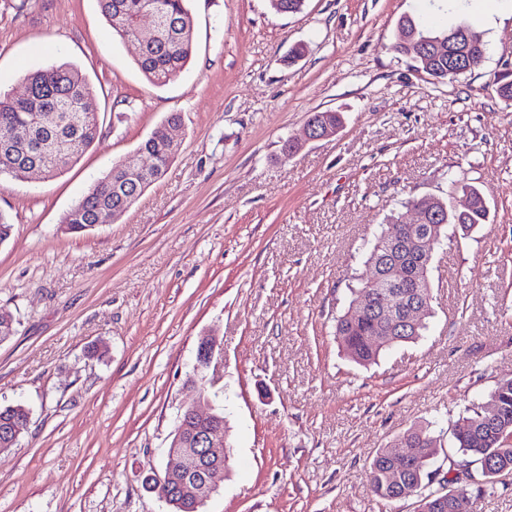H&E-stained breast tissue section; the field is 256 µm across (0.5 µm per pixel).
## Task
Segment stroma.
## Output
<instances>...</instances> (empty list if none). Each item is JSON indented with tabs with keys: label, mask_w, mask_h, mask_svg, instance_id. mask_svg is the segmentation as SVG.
Masks as SVG:
<instances>
[{
	"label": "stroma",
	"mask_w": 512,
	"mask_h": 512,
	"mask_svg": "<svg viewBox=\"0 0 512 512\" xmlns=\"http://www.w3.org/2000/svg\"><path fill=\"white\" fill-rule=\"evenodd\" d=\"M193 52L165 85L98 0H0V91L51 63L77 65L100 135L50 179L0 181L13 223L0 243V407L29 411L0 454V512H168L144 482L196 404L199 343L217 346L206 394L228 428L231 474L202 512H418L369 483L379 449L419 425L444 432L512 378V13L474 0H190ZM411 14L466 20L487 44L471 72L430 83L394 49ZM305 54L285 59L295 45ZM343 126L310 142L311 113ZM178 112L179 150L119 219L75 234L65 215L97 178ZM301 147L284 155L286 140ZM489 209L449 229L433 256L432 313L419 340L362 368L334 335L368 277L365 243L403 202Z\"/></svg>",
	"instance_id": "35a3bbf8"
}]
</instances>
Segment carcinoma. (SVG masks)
Segmentation results:
<instances>
[{
    "label": "carcinoma",
    "instance_id": "1",
    "mask_svg": "<svg viewBox=\"0 0 512 512\" xmlns=\"http://www.w3.org/2000/svg\"><path fill=\"white\" fill-rule=\"evenodd\" d=\"M101 12L113 32L127 39L135 36L140 16L150 11L160 23L158 36L149 41L146 50L137 58V66L143 75L155 85H163L177 77L188 64L193 51V21L187 7L188 0H98ZM271 8L280 14L299 12L304 0H269ZM400 39L395 50L411 57L415 69L434 83L443 82L458 76L448 67V55L440 53L436 47L419 56L410 47L409 37H427L437 39L452 29L464 25V20L452 23L446 29L430 30L411 15L399 19ZM28 95L12 97L0 94V176L8 175L14 179H25L36 163L32 144L39 130L34 125V116L38 112H63L74 117V121L56 128L54 137L66 144L65 152L56 166L47 172L52 178L76 164L91 147L99 134V120L94 102L93 87L81 70L67 62L55 63L30 73L26 78ZM317 131H337L341 117L333 111L314 112ZM180 122V115L171 114L144 140L139 148L151 155L156 178H161L174 155L169 149L168 127ZM123 179L119 165L101 179L94 182L82 199L68 212L63 223L72 232L91 229L98 213L102 210H116L132 205L143 195L148 184L138 187L129 186L124 190H114L117 181ZM455 189L471 198L470 207L462 212L450 206L448 202L434 196H421L408 201L412 207L420 208L425 214L442 215L440 222L414 226L412 224H391L388 229L374 233L366 254V263L372 267L384 264L391 252L390 239L394 235L406 238L420 234L425 228L437 240H442L448 225L452 224L467 232L480 224L487 223L488 210L482 193L469 183H458ZM372 293L379 301H392V289L385 283L369 286L362 282L350 289V297L344 312L336 318L335 335L343 352L349 360L361 367L371 366L379 360L381 353L393 346L418 340L426 324L403 334L386 337V342L377 345L372 338L381 328L379 320L370 312L361 311L354 303L367 293ZM488 403L500 409V422L494 431L482 426L480 411L473 410L467 416H461L453 429L454 445L460 459L483 469L490 463L494 466H507L512 469V379L498 382L490 393ZM27 421V412L20 406L0 408V448H12L18 441ZM403 440L405 446L418 456H429L424 461V469L409 475L395 477L387 466L388 458L384 450H379L370 467L369 479L373 493L384 501L391 500L395 487L403 485L407 489L421 492L431 480L428 468L437 459L440 443L427 427H414L406 431ZM432 499L421 497L420 507L427 512H452L448 501L440 500L439 490L429 492Z\"/></svg>",
    "mask_w": 512,
    "mask_h": 512
}]
</instances>
